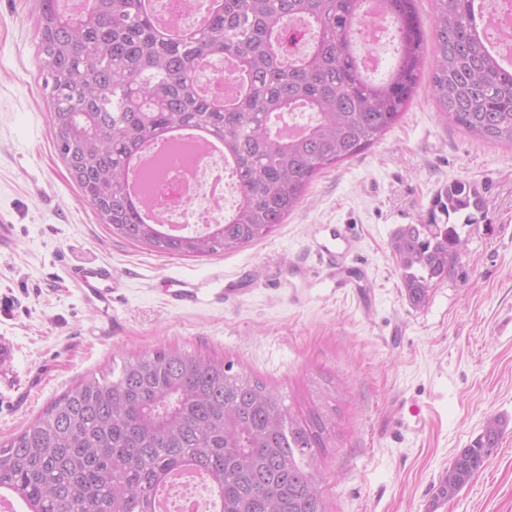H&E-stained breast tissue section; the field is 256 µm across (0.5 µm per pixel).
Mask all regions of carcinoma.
Returning a JSON list of instances; mask_svg holds the SVG:
<instances>
[{
    "instance_id": "obj_1",
    "label": "carcinoma",
    "mask_w": 512,
    "mask_h": 512,
    "mask_svg": "<svg viewBox=\"0 0 512 512\" xmlns=\"http://www.w3.org/2000/svg\"><path fill=\"white\" fill-rule=\"evenodd\" d=\"M36 0L49 88L51 138L83 199L112 234L159 253H232L268 237L325 167L373 145L395 125L425 60L416 0H380L397 16L398 60L373 80L359 65L363 0H221L203 28L164 38L140 0ZM430 91L443 118L486 142L512 146V66L475 28L474 0H434ZM234 64L240 91L223 97L196 80L202 63ZM204 129L222 140L241 201L202 234H169L153 204V172L138 176L145 223L127 194L129 159L164 130ZM485 201L470 183L440 190L424 224L389 242L410 304L454 271L462 230ZM302 415L286 396L222 358L163 347L122 358L53 400L0 444V495L24 512H154L162 475L203 472L222 512H326L317 452L333 429L330 390ZM506 426L488 419L458 451L437 498L468 483Z\"/></svg>"
}]
</instances>
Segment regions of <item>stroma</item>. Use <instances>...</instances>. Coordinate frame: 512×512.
Wrapping results in <instances>:
<instances>
[{"instance_id":"35a3bbf8","label":"stroma","mask_w":512,"mask_h":512,"mask_svg":"<svg viewBox=\"0 0 512 512\" xmlns=\"http://www.w3.org/2000/svg\"><path fill=\"white\" fill-rule=\"evenodd\" d=\"M33 0H0V214L16 245L0 252V336L18 348V391L0 396V441L114 358L160 346L230 360L294 409L334 392L335 428L319 458L327 512H512V148L443 121L427 84L369 149L322 170L268 238L231 254L162 256L98 222L57 155L39 67ZM463 180L486 199L453 275L414 308L389 241L422 224L434 195ZM346 224L362 270L323 282L309 243ZM110 263L122 285L102 314L66 268ZM223 269L246 293L170 306L165 278ZM498 447L452 499L437 487L492 417Z\"/></svg>"}]
</instances>
